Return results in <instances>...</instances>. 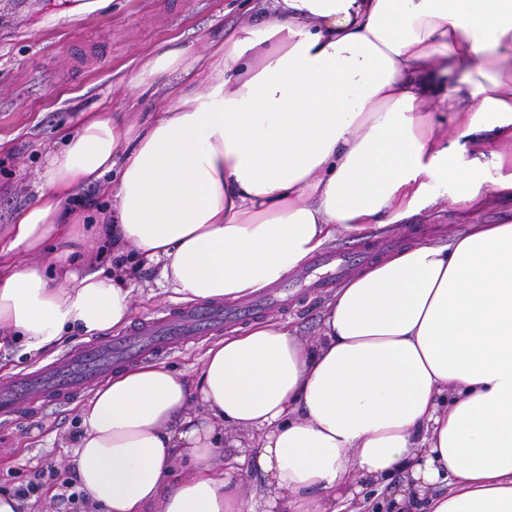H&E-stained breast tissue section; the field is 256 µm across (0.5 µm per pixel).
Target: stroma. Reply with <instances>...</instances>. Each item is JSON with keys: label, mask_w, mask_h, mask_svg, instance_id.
Returning a JSON list of instances; mask_svg holds the SVG:
<instances>
[{"label": "stroma", "mask_w": 512, "mask_h": 512, "mask_svg": "<svg viewBox=\"0 0 512 512\" xmlns=\"http://www.w3.org/2000/svg\"><path fill=\"white\" fill-rule=\"evenodd\" d=\"M50 3L0 0V245L7 243L16 214L36 196L47 144L61 141L86 112L118 107L141 121L162 111L165 85L192 81L205 63L206 41L223 39L230 28L258 23L263 0H112L109 12L82 18L52 15ZM172 38L187 50L183 65L167 73L163 84L148 76L138 91L127 92L125 77ZM459 222L452 205L363 239L337 235L327 249L363 244L381 258L390 239L404 246L430 236L445 239ZM126 263V283L134 288V320L173 308V301L155 286L156 267L132 256ZM323 300V294L299 291L280 319L302 338L313 339ZM88 340L73 329L61 342L30 353L22 339H10L0 346V377L50 363ZM81 405L76 399L18 419H0V488L27 484L48 471L54 474L35 493L31 512H83L82 500L71 495L75 476L69 453L50 439L54 433L79 430Z\"/></svg>", "instance_id": "stroma-1"}]
</instances>
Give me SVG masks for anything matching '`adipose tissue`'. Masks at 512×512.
<instances>
[{
  "label": "adipose tissue",
  "mask_w": 512,
  "mask_h": 512,
  "mask_svg": "<svg viewBox=\"0 0 512 512\" xmlns=\"http://www.w3.org/2000/svg\"><path fill=\"white\" fill-rule=\"evenodd\" d=\"M169 95L145 124L86 113L47 149L8 249L58 241L60 282L0 268V331L28 351L131 317L121 273L70 269L90 215L62 203L110 173L113 243L160 265L183 303L252 295L340 230L479 210L489 165L512 198V0H273ZM81 416L73 464L98 512H372L356 476L392 512H512V222L464 224L348 278L315 342L265 319L207 349L197 389L133 366ZM231 425L260 433L266 500L240 492L242 458L209 465Z\"/></svg>",
  "instance_id": "adipose-tissue-1"
}]
</instances>
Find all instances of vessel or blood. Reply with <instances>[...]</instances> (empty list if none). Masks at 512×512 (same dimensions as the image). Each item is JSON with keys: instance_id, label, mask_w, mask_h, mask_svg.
<instances>
[{"instance_id": "b4317fda", "label": "vessel or blood", "mask_w": 512, "mask_h": 512, "mask_svg": "<svg viewBox=\"0 0 512 512\" xmlns=\"http://www.w3.org/2000/svg\"><path fill=\"white\" fill-rule=\"evenodd\" d=\"M368 257V251L360 248L318 256L312 264L332 267L335 276H343ZM293 295L291 284L278 282L262 294L232 307L207 302L174 309L134 324L122 335L88 341L49 364L1 380L0 417L11 418L25 408L70 401L117 369L190 345L203 334L221 331L225 322L249 320L275 309H287Z\"/></svg>"}]
</instances>
